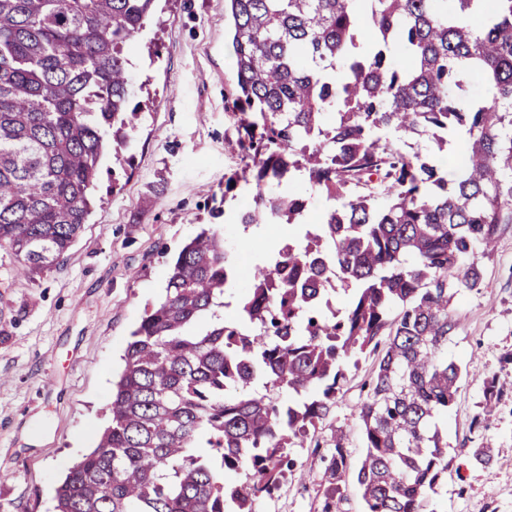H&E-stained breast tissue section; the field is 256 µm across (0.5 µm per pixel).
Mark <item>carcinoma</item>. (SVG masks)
<instances>
[{"instance_id":"cac0c4a2","label":"carcinoma","mask_w":512,"mask_h":512,"mask_svg":"<svg viewBox=\"0 0 512 512\" xmlns=\"http://www.w3.org/2000/svg\"><path fill=\"white\" fill-rule=\"evenodd\" d=\"M154 2L0 0V249L21 275L74 246L103 157L131 164L144 106L126 51ZM228 2L224 150L240 165L222 201L251 202L212 215L246 230L300 224L295 183L329 205L316 230L253 265L234 303L224 231L185 242L165 297L131 332L110 423L58 483L55 512H255L368 349L354 409L363 455L352 461L336 435L321 512H344L351 472L363 512H431L449 467L438 419L461 377L448 305L480 286L476 255L512 223V0L491 15L483 0ZM471 78L491 102L464 93ZM459 134L450 179L441 153ZM409 135L438 153L404 150ZM334 279L355 286L342 312L321 287ZM484 387L488 417L501 390L493 376Z\"/></svg>"}]
</instances>
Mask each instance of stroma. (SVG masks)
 Segmentation results:
<instances>
[{
  "mask_svg": "<svg viewBox=\"0 0 512 512\" xmlns=\"http://www.w3.org/2000/svg\"><path fill=\"white\" fill-rule=\"evenodd\" d=\"M224 0H157L132 56L142 118L134 163L119 185L104 183L74 247L51 269L16 275L0 250V505L51 512L54 490L94 447L105 424L112 375L129 334L166 285L168 261L200 225L212 223L214 196L238 159L224 150V95L235 80ZM482 284L459 291L448 356L476 366L460 381L443 425L448 475L435 512H512V224L480 257ZM370 358L350 368L335 405L318 423V447H294V466L256 512H321L323 451L343 432L354 453L361 438L353 410L365 397ZM504 388L482 427V378ZM493 461L469 464L472 449Z\"/></svg>",
  "mask_w": 512,
  "mask_h": 512,
  "instance_id": "1",
  "label": "stroma"
}]
</instances>
